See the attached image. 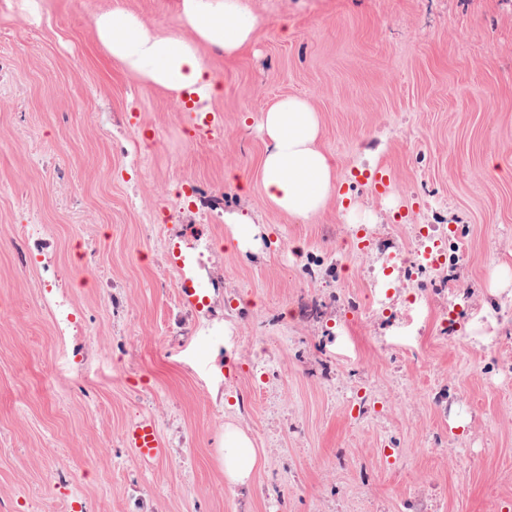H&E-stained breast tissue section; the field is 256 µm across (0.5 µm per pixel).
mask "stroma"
Returning <instances> with one entry per match:
<instances>
[{
	"mask_svg": "<svg viewBox=\"0 0 512 512\" xmlns=\"http://www.w3.org/2000/svg\"><path fill=\"white\" fill-rule=\"evenodd\" d=\"M248 4L252 45L208 55L202 138L92 28L175 30V0H54L36 24L0 0V512H512V0ZM288 96L336 163L307 221L258 181ZM438 238V270L399 261ZM141 419L160 459L125 442ZM229 426L258 454L242 495ZM182 243L187 247L190 245L187 240L180 238L179 241L173 242L170 245V256L173 265L180 270L182 277L181 288L179 290V297L183 304L193 309H203L206 305L207 296L202 288H199L196 280L192 274V265L190 264L189 254L182 248Z\"/></svg>",
	"mask_w": 512,
	"mask_h": 512,
	"instance_id": "1",
	"label": "stroma"
}]
</instances>
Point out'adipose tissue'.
Segmentation results:
<instances>
[{
  "instance_id": "1",
  "label": "adipose tissue",
  "mask_w": 512,
  "mask_h": 512,
  "mask_svg": "<svg viewBox=\"0 0 512 512\" xmlns=\"http://www.w3.org/2000/svg\"><path fill=\"white\" fill-rule=\"evenodd\" d=\"M178 29L149 27L138 15L101 11L93 19L98 45L126 74L173 97L211 100L220 86L204 55L212 50L234 57L254 39L260 18L247 0H177ZM265 149L260 183L266 201L295 219L307 220L336 190V169L320 145L318 113L302 98L289 97L265 112ZM224 473L233 486L245 485L258 457L247 435L224 433Z\"/></svg>"
}]
</instances>
